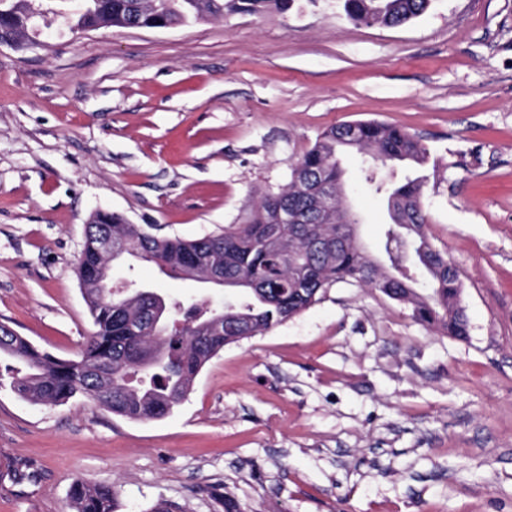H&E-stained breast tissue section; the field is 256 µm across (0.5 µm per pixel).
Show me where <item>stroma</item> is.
Here are the masks:
<instances>
[{"instance_id":"1","label":"stroma","mask_w":512,"mask_h":512,"mask_svg":"<svg viewBox=\"0 0 512 512\" xmlns=\"http://www.w3.org/2000/svg\"><path fill=\"white\" fill-rule=\"evenodd\" d=\"M38 43H0V325L57 357L93 330L77 277L98 210L193 240L245 223L326 129L397 125L428 152L425 232L459 272L469 335L341 282L225 346L167 417L0 385V512H512V0H433L399 27L340 0L163 29L72 31L48 0ZM343 166L382 245L387 201ZM175 298L225 289L137 260ZM70 497L76 512H114L112 487L76 481L71 486Z\"/></svg>"}]
</instances>
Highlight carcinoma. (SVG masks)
<instances>
[{"instance_id":"cac0c4a2","label":"carcinoma","mask_w":512,"mask_h":512,"mask_svg":"<svg viewBox=\"0 0 512 512\" xmlns=\"http://www.w3.org/2000/svg\"><path fill=\"white\" fill-rule=\"evenodd\" d=\"M293 0H86L76 15L80 30L112 23L119 28L151 27L158 21L184 25L227 12L261 13ZM432 0H343L347 17L367 26L405 24L423 15ZM357 138L347 125L325 131L299 160L288 184L260 199L245 224L195 240L160 237L116 213H99L87 225L78 279L93 332L74 360L58 359L12 332L0 356L12 360V390L22 399L60 405L80 394L131 420L162 418L189 393L202 367L224 346L256 336L293 317L337 282L374 288L410 306L413 318L463 339L457 269L428 240L422 197L426 149L404 129L359 121ZM356 153L368 161V189L387 198L389 222L383 248L368 251L356 237L336 245L345 218L342 159ZM123 241L110 259L99 249L103 233ZM156 265L168 276L201 281L218 269L238 299L224 304V329L210 308L172 298L154 305L138 284L111 286L112 265L124 257ZM162 314L166 331L152 328ZM75 512H114L110 486L72 484Z\"/></svg>"}]
</instances>
